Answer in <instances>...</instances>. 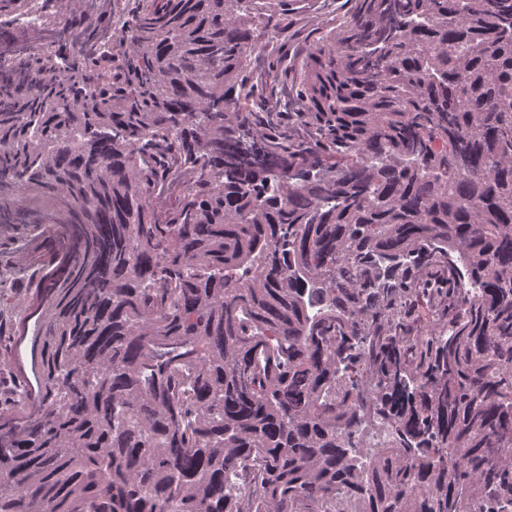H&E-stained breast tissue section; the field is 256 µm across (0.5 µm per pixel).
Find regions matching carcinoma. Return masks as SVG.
<instances>
[{"instance_id": "1", "label": "carcinoma", "mask_w": 512, "mask_h": 512, "mask_svg": "<svg viewBox=\"0 0 512 512\" xmlns=\"http://www.w3.org/2000/svg\"><path fill=\"white\" fill-rule=\"evenodd\" d=\"M57 2L45 51L0 0V512H512V0H349L292 54L290 0ZM40 306L41 305H39V303L35 302L31 313L17 326V336L22 341L20 353L24 361V368L32 381H34L31 372L33 359V341L34 335L39 326ZM352 435L360 447L364 448H388L394 440L391 427L373 421L363 422Z\"/></svg>"}]
</instances>
